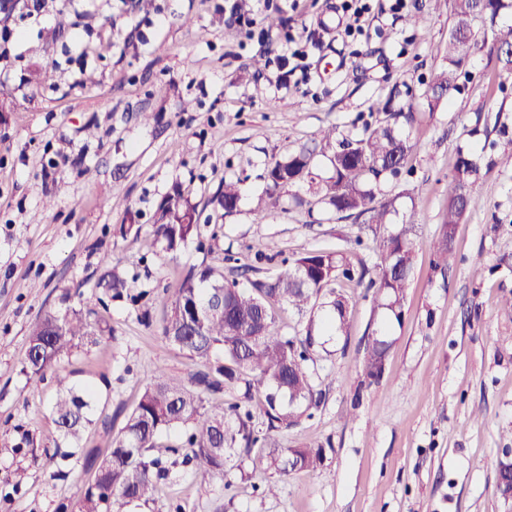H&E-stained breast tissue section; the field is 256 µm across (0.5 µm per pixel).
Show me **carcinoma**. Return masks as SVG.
<instances>
[{
  "mask_svg": "<svg viewBox=\"0 0 512 512\" xmlns=\"http://www.w3.org/2000/svg\"><path fill=\"white\" fill-rule=\"evenodd\" d=\"M490 24L492 42L487 54L499 70L512 73V58L501 48L512 47V24L500 19L512 17V0H453L452 22L448 28L447 65L435 71L423 96L435 109L458 90L464 60L475 49L465 47L456 33L473 25L475 17ZM383 116L365 126L362 133L339 135L336 126L324 128L317 138L298 150L274 158L266 165L262 194L252 209L261 223L272 215L278 193L285 186L312 177L318 158L328 161L331 175L315 183L313 195L336 219H364L369 225L392 223L395 199H388L383 187L397 178L415 147L413 112L383 107ZM483 159L471 151L458 153L453 189L448 197L444 224L448 235H439L433 247L432 265L443 271L453 259L452 242L461 222L481 195ZM240 180H224L209 200L221 216L233 214L239 205ZM159 217L151 225L156 240L173 252L195 240L197 249L211 253L203 245V230L212 216H202L198 206L176 189L160 204ZM412 222L377 240L374 252L378 263L375 276L365 261L353 263L342 251L307 252L283 260L288 269L272 275L248 279L241 287L224 278V269L204 265L190 269L174 284L155 295L147 290L131 293L129 282L109 257L100 287L112 299L128 297L137 303L148 296L166 309L160 326L164 338L180 351L202 360L201 368L178 377L161 367L144 372L146 384L125 414L123 426L112 437L108 454L101 457L84 450V464L93 470L92 482L82 490L76 512H132L157 503L162 482L177 476L174 468L184 467L201 487L224 481V466L237 451L256 455L269 469L283 475L310 472L323 462L321 447L290 448L277 434L312 417L319 407L321 391L318 375L309 366L310 350L316 337L330 333L347 334L348 299L336 293L334 285L353 282L372 292L374 310L389 319H401L410 284L416 242L410 232ZM284 306L302 315L301 329L290 336L281 325L278 310ZM102 335L96 305L79 310H46L36 319L29 335L24 367L33 375L53 370L78 345V341ZM388 342L371 337L364 347L362 370L366 378L377 379L383 371ZM60 388L52 405V415L64 439L76 441L91 423V392L79 395L67 378L55 374ZM178 432L172 461L154 453L161 436ZM44 466L52 480L66 477L52 468L57 459L73 456L61 446L44 452Z\"/></svg>",
  "mask_w": 512,
  "mask_h": 512,
  "instance_id": "1",
  "label": "carcinoma"
}]
</instances>
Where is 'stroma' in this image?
I'll return each mask as SVG.
<instances>
[{
  "instance_id": "1",
  "label": "stroma",
  "mask_w": 512,
  "mask_h": 512,
  "mask_svg": "<svg viewBox=\"0 0 512 512\" xmlns=\"http://www.w3.org/2000/svg\"><path fill=\"white\" fill-rule=\"evenodd\" d=\"M42 2L21 0L0 28L10 39L8 57L0 56V512H57L76 503L90 477L78 458L63 462L68 476L58 481L39 464L61 435L54 378L23 370L35 318L99 296L106 254L136 289L220 264L228 250L244 264L258 248L279 259L340 250L374 265L367 225L294 206L293 196L311 198L308 184L284 188L266 223H255L250 208L268 161L330 124L362 132L398 83L410 88L400 101L417 121L409 171L390 189L393 222L413 220L417 248L381 378L365 379L361 367L381 317L364 289L339 282L337 293L351 299L348 329L313 354L320 406L279 435L287 446H323V465L280 475L235 456L227 483L205 490L189 478L169 481L158 504L182 512H512L497 491L499 463L512 449L511 169L485 173L479 202L457 226L449 270L431 264L458 148L488 158L512 149V75L474 54L459 91L429 109L422 92L446 63L448 15L428 0H406L405 13L422 14L418 28L391 14V0H370V36L352 51L336 38V0H297L281 27L250 40L239 33L238 0H152L146 11L134 0ZM186 16L192 28L182 27ZM62 17L69 26L58 34ZM289 34L305 41L307 55L283 86L274 59L287 54ZM259 56L267 64L258 70ZM46 70L52 83L39 79ZM230 178L242 199L224 217L213 254L193 242L165 251L151 233L162 200L178 187L202 205ZM114 199L128 209L111 207ZM131 211L142 230L126 238ZM150 316L142 323L128 301L109 302L99 317L111 334L80 342L59 366L76 388L95 385L103 414L133 405L146 368L183 375L201 366L160 335V307ZM270 483L272 495L264 492Z\"/></svg>"
}]
</instances>
